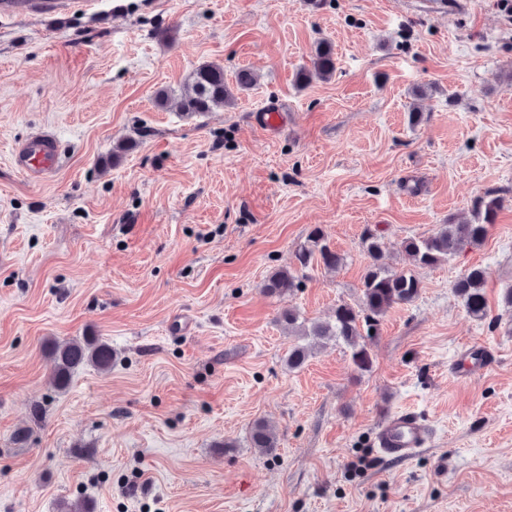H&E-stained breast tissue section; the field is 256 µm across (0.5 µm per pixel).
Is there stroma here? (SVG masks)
<instances>
[{
    "instance_id": "stroma-1",
    "label": "stroma",
    "mask_w": 512,
    "mask_h": 512,
    "mask_svg": "<svg viewBox=\"0 0 512 512\" xmlns=\"http://www.w3.org/2000/svg\"><path fill=\"white\" fill-rule=\"evenodd\" d=\"M115 2L0 16V512H512V13ZM322 38L336 72L297 89ZM210 62L227 84L243 68L258 82L202 116L155 106ZM268 107L278 130L260 124ZM44 131L62 163L33 181L11 153ZM489 192L504 205L485 242L419 270L418 298L370 342L371 371L333 341L288 368L282 309L327 321L358 305L366 230L404 270L407 238ZM316 226L345 264L266 293ZM473 266L482 319L451 290ZM86 336L111 346V370L80 366L55 389L47 343ZM403 409L434 441L383 457L377 427ZM262 420L271 456L249 444Z\"/></svg>"
}]
</instances>
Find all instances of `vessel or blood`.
<instances>
[{"mask_svg": "<svg viewBox=\"0 0 512 512\" xmlns=\"http://www.w3.org/2000/svg\"><path fill=\"white\" fill-rule=\"evenodd\" d=\"M44 11L66 9L65 0H0V14H23L31 6ZM61 160L60 141L47 131L15 146L14 167L33 179H39L58 169ZM432 442L431 428L413 411L401 410L389 415L379 426L375 445L382 456L407 458Z\"/></svg>", "mask_w": 512, "mask_h": 512, "instance_id": "obj_1", "label": "vessel or blood"}]
</instances>
